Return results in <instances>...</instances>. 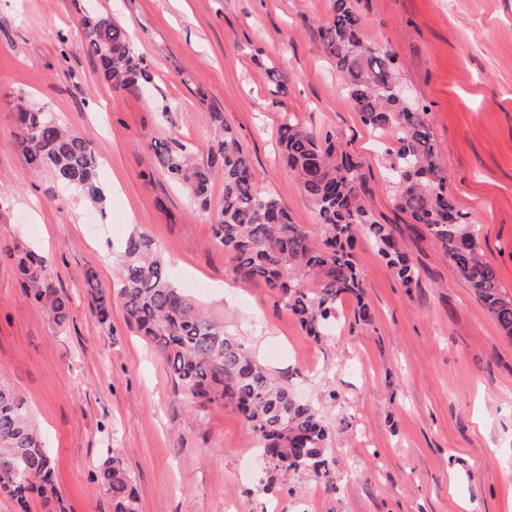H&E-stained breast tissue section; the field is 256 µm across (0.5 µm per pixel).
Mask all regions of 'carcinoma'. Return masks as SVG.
<instances>
[{"label":"carcinoma","instance_id":"obj_1","mask_svg":"<svg viewBox=\"0 0 512 512\" xmlns=\"http://www.w3.org/2000/svg\"><path fill=\"white\" fill-rule=\"evenodd\" d=\"M80 24L112 91H143L151 85L121 23L86 13ZM361 28L352 0H333V17L320 31L321 44L362 123L393 134L384 152L387 181L397 191L399 207L425 226L499 329L512 337V295L501 289L494 267L482 257L469 214L448 197L427 109L403 98L395 58L365 42ZM13 109L16 146L26 163L49 170L60 185L80 190L94 202L101 200L99 151L40 108L18 100ZM211 119L224 131L216 144L203 151L176 138L156 141L157 165L183 183L205 211L210 209L212 171H223L224 200L213 217L214 244L229 256L235 274L269 288L306 335L316 340L326 335L342 296L362 298L353 254L361 236L371 240L403 287L419 285V267L392 229L378 223L364 205L359 166L336 150L333 132L309 130L287 112L278 127L284 160L318 214L319 240L314 242L294 223L279 196L256 188L249 156L221 113H211ZM47 266V258L34 251L17 256L24 293L62 327L70 316V299L53 286ZM119 278L117 298L127 321L151 341L175 380L203 406H232L250 428L264 463L266 487L277 475L303 470L333 482L325 458L327 430L317 411L299 401L288 381L276 380L224 327L198 311L192 296L173 283L150 235H129L121 248ZM85 284L92 314L108 323L112 290L102 288L92 270ZM53 476V458L32 426L24 400L1 382L0 482H9L7 495L27 512L32 494L46 502L57 496ZM94 481L112 500L113 512H139L133 478L119 457L104 461Z\"/></svg>","mask_w":512,"mask_h":512}]
</instances>
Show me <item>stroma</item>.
<instances>
[{
    "instance_id": "35a3bbf8",
    "label": "stroma",
    "mask_w": 512,
    "mask_h": 512,
    "mask_svg": "<svg viewBox=\"0 0 512 512\" xmlns=\"http://www.w3.org/2000/svg\"><path fill=\"white\" fill-rule=\"evenodd\" d=\"M132 36L149 94L115 93L83 47L88 2ZM363 37L395 58L409 101L427 107L447 190L478 228L512 295V0H353ZM332 0H0V375L50 449L66 512H112L92 474L119 456L140 512H512V338L455 272L385 178L384 138L347 96L320 29ZM23 95L96 147L107 196L91 204L18 150ZM246 149L258 190L276 193L318 235L308 196L277 155L283 113L331 130L360 166L362 197L419 267L406 289L366 239L362 297L344 296L334 332L306 336L263 284L233 276L210 211L162 172L152 141L209 145L212 113ZM157 242L172 279L258 360L289 379L328 427L333 484L289 472L259 480L254 437L231 407L198 403L172 379L120 303L108 323L83 286L118 284L132 231ZM48 258L71 298L66 327L30 302L16 257ZM367 303V321L357 318Z\"/></svg>"
}]
</instances>
